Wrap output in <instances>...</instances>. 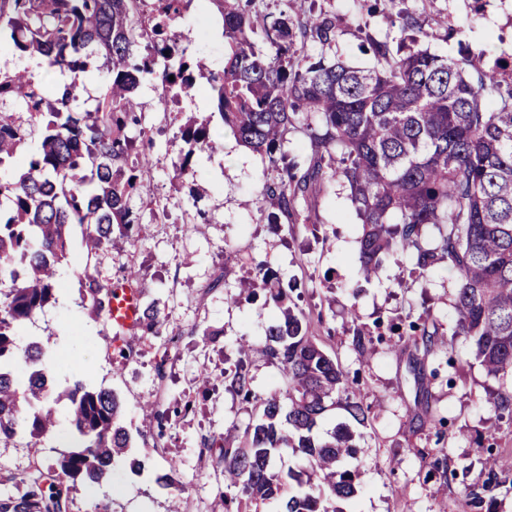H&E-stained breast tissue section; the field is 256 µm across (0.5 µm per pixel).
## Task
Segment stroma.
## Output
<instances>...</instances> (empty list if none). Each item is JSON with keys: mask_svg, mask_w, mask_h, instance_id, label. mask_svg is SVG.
Segmentation results:
<instances>
[{"mask_svg": "<svg viewBox=\"0 0 512 512\" xmlns=\"http://www.w3.org/2000/svg\"><path fill=\"white\" fill-rule=\"evenodd\" d=\"M312 8L336 13V39L324 48L295 46V54L323 52L353 66H373L371 43L395 49L404 42L395 19L405 9L419 20V49L454 58L464 45L490 63L512 55V0H314ZM213 18L192 0L174 27L191 59L197 92L167 111L154 81H144L140 92L142 126L153 141L138 151L149 169L143 211L148 235L134 243L117 239L90 255L82 227L71 225L55 298L17 337L19 347L35 342L42 348L36 366L49 374L54 390L76 380L114 390L144 463L137 473L117 464L99 485L77 484L72 512H92L103 497L113 512H168L172 493L155 482L156 473L168 470L182 490L183 512H222L224 477L201 467V441L220 438L232 426L245 428L254 418L249 404L229 389L224 371L230 366L225 355L238 340H261L272 320L274 304L252 294L261 263L282 281L297 282L298 308L311 318L322 345L355 388L370 393L369 422L353 428L361 475L344 512H474L466 489L484 478L477 449L494 448L512 476V422L490 418L489 392L499 382L487 376L468 342L455 333L448 271L440 268L428 281L415 280L408 276V257L400 256L385 263L378 280L360 278L359 224L339 180L298 219L270 223L276 207L259 198L269 161L225 132L205 93L209 74L224 66V40L212 35ZM205 119L215 150L200 154L191 174L176 176L180 127ZM228 245L238 251L229 264L224 261ZM87 272L106 285L133 276L140 290L159 299L167 317L161 335L135 337L138 356L124 366L112 359L110 322L94 317L82 296L80 280ZM426 318L437 323L443 343L424 366L429 374L425 410L432 419L423 423L410 351L396 344L389 326ZM357 326L374 337V352L365 363L352 347ZM162 354L167 361L160 379L155 366ZM451 358L461 368L453 384L448 381ZM185 400L193 402L194 411L174 418L165 437L157 438L156 423L143 415L142 406L166 408ZM55 411L56 430L40 454H32L19 438L0 441V493L47 473L58 451L71 445L64 404ZM441 417L447 426L438 425ZM443 455L455 472L449 479L433 468Z\"/></svg>", "mask_w": 512, "mask_h": 512, "instance_id": "35a3bbf8", "label": "stroma"}]
</instances>
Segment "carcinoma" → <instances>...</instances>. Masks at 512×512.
Instances as JSON below:
<instances>
[{
  "label": "carcinoma",
  "instance_id": "cac0c4a2",
  "mask_svg": "<svg viewBox=\"0 0 512 512\" xmlns=\"http://www.w3.org/2000/svg\"><path fill=\"white\" fill-rule=\"evenodd\" d=\"M184 0H0V40L43 58L71 75L49 112L47 97L27 72L0 73V100L22 102L24 123L0 108V166L20 160L25 172L0 182V440L20 434L39 448L56 427L54 410L44 405L46 374L36 370L19 383L9 366L41 355L36 344H16L21 326L55 299L57 264L69 249L68 228L84 226L91 255L114 242L119 229L140 236L142 217L133 202L148 192L145 171L131 160L135 137L143 133L138 92L147 74L168 81L191 65L186 52L165 55L168 30L182 14ZM222 21L224 67L209 78L224 130L252 152L276 158L288 150L291 133L302 128L311 143L304 166L264 178L262 199L292 218L309 207L332 180L343 178L362 224L359 274L378 277L383 262L408 253L411 273L427 279L441 263L451 273L452 308L457 334L465 337L474 359L500 381L491 402L495 418L512 421V85L502 86L499 71L483 55L463 50L457 59L412 47L391 53L373 44L377 63L359 68L325 54L288 55L296 43L325 47L336 38V13H314L289 0V12L275 17L254 9L255 0H212ZM262 30L263 50L251 34ZM149 38L139 53V39ZM109 74L108 88L93 109L79 110V80L91 67ZM40 131L38 146L26 156L21 147ZM208 123L182 130L179 172L193 169L199 153L215 149ZM269 299L280 315L261 342L242 341L231 371V387L252 404L258 420L240 436L228 431L219 446L201 452L205 464L224 475L235 490L224 496L225 512H253L252 506L282 500L284 481L274 456L290 452L305 463L317 482L299 483L283 500V512H343L338 502L357 492L358 469L340 463L354 459L358 447L345 427L317 440L312 432L327 404L339 405L355 423L369 420L367 392H355L347 374L324 350L311 321L294 311L286 288H272L271 269H259ZM81 291L89 310L111 318L112 288L87 274ZM140 330L159 333L163 324L154 301L140 303ZM391 331L414 349L418 386L425 357L441 339L439 328ZM372 338L353 330L358 356L371 351ZM275 364L284 387L266 396L252 387V354ZM66 403L76 443L59 453L56 467L0 495V512H70V492L79 483L100 484L118 459L137 471L143 463L130 454L132 437L122 425V403L110 389L76 380L58 393ZM191 410L151 405L162 438L171 415ZM502 484L496 462H486L482 484L468 489L476 508L483 494Z\"/></svg>",
  "mask_w": 512,
  "mask_h": 512
}]
</instances>
